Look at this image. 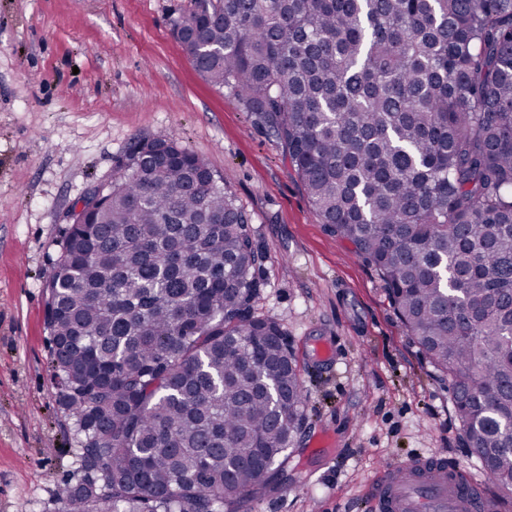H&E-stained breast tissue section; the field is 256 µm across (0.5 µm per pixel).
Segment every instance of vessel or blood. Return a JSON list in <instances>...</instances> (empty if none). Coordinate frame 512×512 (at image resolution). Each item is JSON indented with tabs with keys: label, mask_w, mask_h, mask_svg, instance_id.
Wrapping results in <instances>:
<instances>
[{
	"label": "vessel or blood",
	"mask_w": 512,
	"mask_h": 512,
	"mask_svg": "<svg viewBox=\"0 0 512 512\" xmlns=\"http://www.w3.org/2000/svg\"><path fill=\"white\" fill-rule=\"evenodd\" d=\"M373 512H498V497L445 458L394 460L373 478Z\"/></svg>",
	"instance_id": "b4317fda"
}]
</instances>
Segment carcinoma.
I'll list each match as a JSON object with an SVG mask.
<instances>
[{"mask_svg":"<svg viewBox=\"0 0 512 512\" xmlns=\"http://www.w3.org/2000/svg\"><path fill=\"white\" fill-rule=\"evenodd\" d=\"M185 26L195 70L276 134L512 489V0H198ZM265 261L205 158L130 145L44 284L84 434L73 512H233L278 474L306 397L254 316Z\"/></svg>","mask_w":512,"mask_h":512,"instance_id":"cac0c4a2","label":"carcinoma"}]
</instances>
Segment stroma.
<instances>
[{"mask_svg": "<svg viewBox=\"0 0 512 512\" xmlns=\"http://www.w3.org/2000/svg\"><path fill=\"white\" fill-rule=\"evenodd\" d=\"M191 0H0V512H63L83 439L51 375L44 281L73 205L138 139L172 140L223 175L266 253L255 305L297 360L306 423L287 481L236 512H371L390 460L440 455L512 512L463 442L453 388L375 269L326 232L276 136L205 82L173 36ZM322 342L330 361L315 358Z\"/></svg>", "mask_w": 512, "mask_h": 512, "instance_id": "stroma-1", "label": "stroma"}]
</instances>
